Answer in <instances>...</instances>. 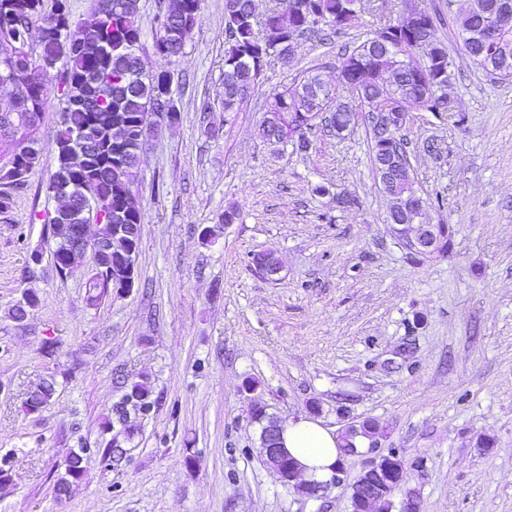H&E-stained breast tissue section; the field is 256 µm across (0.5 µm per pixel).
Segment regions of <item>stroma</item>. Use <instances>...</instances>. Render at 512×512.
I'll list each match as a JSON object with an SVG mask.
<instances>
[{"mask_svg":"<svg viewBox=\"0 0 512 512\" xmlns=\"http://www.w3.org/2000/svg\"><path fill=\"white\" fill-rule=\"evenodd\" d=\"M418 2L456 67L450 111L412 108L406 126L424 218L450 227L448 249L431 256L409 253L387 223L363 125L315 133L304 151L258 134L270 95L307 71L352 101L337 48L368 38L400 0H364L335 42L299 37L235 112L223 105L224 0H203L175 65L178 119L141 154L135 286L96 306L85 301L90 265L62 277L52 262L46 185L62 104L50 93L39 161L0 212V512H352L353 483L389 452L405 462L394 503L512 512V81L470 63L448 0ZM340 193L355 206L337 207ZM266 250L283 265L273 281L251 264ZM28 292L38 307L13 320ZM48 378V405L23 411ZM140 378L154 408L115 422L126 382ZM254 401L281 421L309 415L344 433L370 419L378 433L342 458L339 485L311 497L261 457ZM81 448L82 477L58 495Z\"/></svg>","mask_w":512,"mask_h":512,"instance_id":"obj_1","label":"stroma"}]
</instances>
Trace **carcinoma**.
I'll return each mask as SVG.
<instances>
[{"instance_id":"cac0c4a2","label":"carcinoma","mask_w":512,"mask_h":512,"mask_svg":"<svg viewBox=\"0 0 512 512\" xmlns=\"http://www.w3.org/2000/svg\"><path fill=\"white\" fill-rule=\"evenodd\" d=\"M202 0H166L153 38V49L167 64L146 71L125 53V39L142 35L136 19L135 0H94L96 19L89 25L72 20L67 0H0V84L12 88V108L1 112L0 179L23 187L39 159L36 132L49 99V81L61 93L62 108L56 134L57 166L46 192L59 197L58 186L102 194L110 201L119 222L141 229L144 212L135 184L144 145L142 132L158 127L156 103L174 85L172 65L182 54L201 9ZM344 0H283V5L256 13L253 0L224 3V111L235 112L246 99L267 63L274 58L270 45L288 36L308 35L325 41L354 25L359 15L344 7ZM512 0H448V11L464 20L461 33L465 54L482 71L500 80L512 81V15L497 21L496 4ZM437 16L420 8L416 0H403L397 18L380 17L371 37L341 54L339 80L357 96L358 106L334 101L320 75L310 74L272 94L261 125L262 138L278 144L289 141L305 150L309 127L297 125L299 113L331 111L333 124L351 128L362 112L391 104L393 112H408L419 105L427 112L448 111V94L437 88V77L448 71L447 49L436 45V55L418 57L421 41L434 32ZM500 23L499 47H489L481 27ZM389 72L394 89L386 90L381 75ZM399 127L385 138L371 137L373 156L388 152L403 139ZM92 216L72 202L63 201L52 217L57 240L54 263L71 272L83 264L86 252L66 244L76 224H91ZM104 248L92 251L94 273L86 283V302L95 306L135 277L128 254L138 246L129 237H112L101 226ZM39 304L34 294L12 310V318L24 320ZM119 413L147 412L152 407L150 386L132 381ZM52 381L32 391L23 408L48 403L54 394ZM86 449L70 452L65 459V477L58 491L66 493L82 472Z\"/></svg>"}]
</instances>
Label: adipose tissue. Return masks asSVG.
<instances>
[{"label": "adipose tissue", "instance_id": "1", "mask_svg": "<svg viewBox=\"0 0 512 512\" xmlns=\"http://www.w3.org/2000/svg\"><path fill=\"white\" fill-rule=\"evenodd\" d=\"M281 428L282 446L296 462L303 481L328 480L342 459L345 441L341 435L305 416L288 419Z\"/></svg>", "mask_w": 512, "mask_h": 512}]
</instances>
